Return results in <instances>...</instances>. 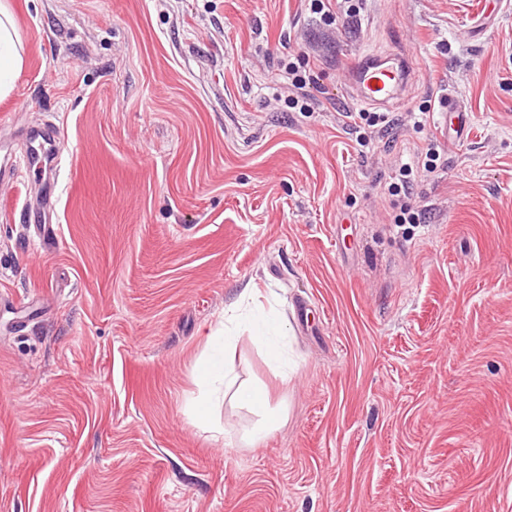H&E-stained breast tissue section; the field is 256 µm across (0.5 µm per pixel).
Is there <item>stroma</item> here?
Returning <instances> with one entry per match:
<instances>
[{
  "label": "stroma",
  "instance_id": "obj_1",
  "mask_svg": "<svg viewBox=\"0 0 512 512\" xmlns=\"http://www.w3.org/2000/svg\"><path fill=\"white\" fill-rule=\"evenodd\" d=\"M24 67L0 151L53 125L59 176L0 184V512H512V0H8ZM398 49L410 101L360 153L358 51ZM321 110L291 107L288 63ZM473 113L456 145L449 97ZM426 107L424 127L407 113ZM437 147L396 224L387 187ZM53 203L55 248L15 222ZM288 373L228 354L278 427L187 399L246 283Z\"/></svg>",
  "mask_w": 512,
  "mask_h": 512
}]
</instances>
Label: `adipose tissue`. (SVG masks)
<instances>
[{
    "label": "adipose tissue",
    "instance_id": "obj_1",
    "mask_svg": "<svg viewBox=\"0 0 512 512\" xmlns=\"http://www.w3.org/2000/svg\"><path fill=\"white\" fill-rule=\"evenodd\" d=\"M18 43L12 16L5 7L0 6V94L8 92L12 77L23 67ZM257 293L254 285L244 286L239 301L248 305V313L226 317L223 327L209 336L206 351L194 367L193 377L198 393L189 399L187 409L194 424L215 437L224 433L217 415L228 397L258 416V425L251 435L253 441L265 439L280 419L279 413L271 405L267 390L258 384L239 383L226 357L237 332L244 327L249 330L253 341L264 348L272 362L282 367L288 364L278 318L273 313L250 305Z\"/></svg>",
    "mask_w": 512,
    "mask_h": 512
}]
</instances>
